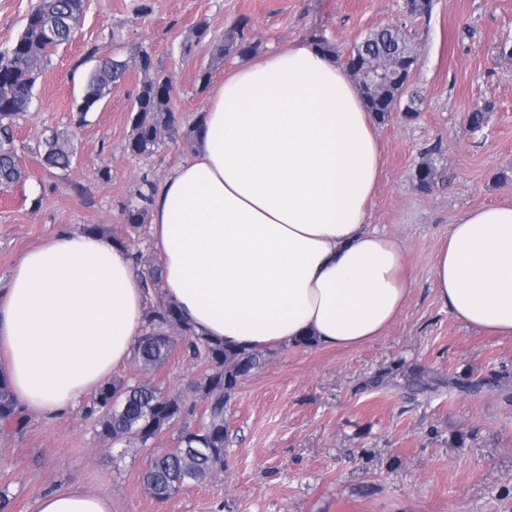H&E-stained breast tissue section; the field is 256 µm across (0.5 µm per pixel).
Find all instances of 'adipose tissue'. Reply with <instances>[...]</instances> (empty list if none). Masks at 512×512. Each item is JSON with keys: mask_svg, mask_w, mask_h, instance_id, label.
I'll use <instances>...</instances> for the list:
<instances>
[{"mask_svg": "<svg viewBox=\"0 0 512 512\" xmlns=\"http://www.w3.org/2000/svg\"><path fill=\"white\" fill-rule=\"evenodd\" d=\"M196 123L192 157L149 205L168 300L198 333L238 348L383 336L413 280L403 244L369 223L384 150L342 61L298 40L238 63ZM434 284L459 322L512 335V203L451 225ZM144 318L126 246L59 230L0 289V376L22 410L75 409L126 365ZM35 512H111V502L74 485Z\"/></svg>", "mask_w": 512, "mask_h": 512, "instance_id": "ef3b65f1", "label": "adipose tissue"}]
</instances>
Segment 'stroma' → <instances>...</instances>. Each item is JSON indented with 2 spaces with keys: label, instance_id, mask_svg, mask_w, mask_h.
Here are the masks:
<instances>
[{
  "label": "stroma",
  "instance_id": "obj_1",
  "mask_svg": "<svg viewBox=\"0 0 512 512\" xmlns=\"http://www.w3.org/2000/svg\"><path fill=\"white\" fill-rule=\"evenodd\" d=\"M243 22L267 49L322 38L342 55L387 25L417 46L409 91L418 110L375 122L385 158L369 204L370 224L404 244L409 299L364 346L269 347L228 402L223 471L165 501L142 483L147 450L132 444L119 454L79 409L28 414L22 432H0L11 512H33L42 495L74 484L106 495L112 512H512V336L456 320L433 275L434 255L465 211L512 203V0H434L425 16L407 14L403 0H86L75 39L53 51L17 124L27 178L0 184V288L25 251L87 224L140 247L143 268L160 264L149 226L131 228L122 205L142 176L163 182L193 141L127 152L141 80L131 67L82 126L72 109L95 59L126 61L143 48L172 77V108L188 128L209 96L195 82L209 61L196 28L220 38ZM477 108L488 120L472 134L466 118ZM55 133L75 150L65 173L40 162ZM430 157L439 175L423 188L415 173ZM208 369L177 349L152 373L131 362L117 375L176 391Z\"/></svg>",
  "mask_w": 512,
  "mask_h": 512
}]
</instances>
